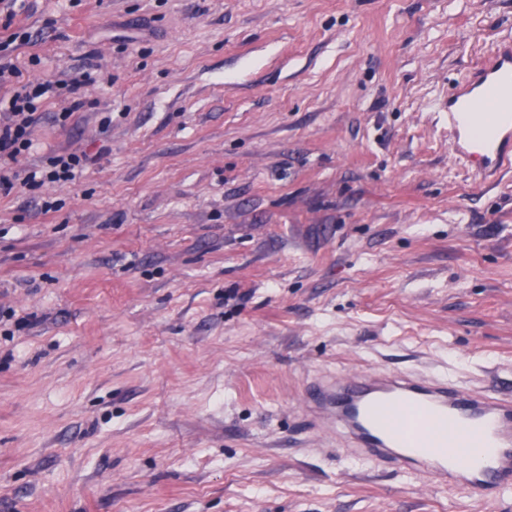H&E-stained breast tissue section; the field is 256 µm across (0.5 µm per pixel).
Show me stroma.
Returning a JSON list of instances; mask_svg holds the SVG:
<instances>
[{
    "label": "stroma",
    "mask_w": 512,
    "mask_h": 512,
    "mask_svg": "<svg viewBox=\"0 0 512 512\" xmlns=\"http://www.w3.org/2000/svg\"><path fill=\"white\" fill-rule=\"evenodd\" d=\"M28 3L22 81L102 78L18 165L102 157L0 195V512H512L302 403L378 366L512 392V170L435 110L512 0Z\"/></svg>",
    "instance_id": "stroma-1"
}]
</instances>
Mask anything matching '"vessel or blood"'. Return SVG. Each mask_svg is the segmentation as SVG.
<instances>
[{
	"label": "vessel or blood",
	"instance_id": "1",
	"mask_svg": "<svg viewBox=\"0 0 512 512\" xmlns=\"http://www.w3.org/2000/svg\"><path fill=\"white\" fill-rule=\"evenodd\" d=\"M453 154L483 177L512 169V41H501L449 93ZM317 431L357 461L383 460L438 486L496 499L512 492V394L461 390L431 376L371 369L308 386Z\"/></svg>",
	"mask_w": 512,
	"mask_h": 512
}]
</instances>
